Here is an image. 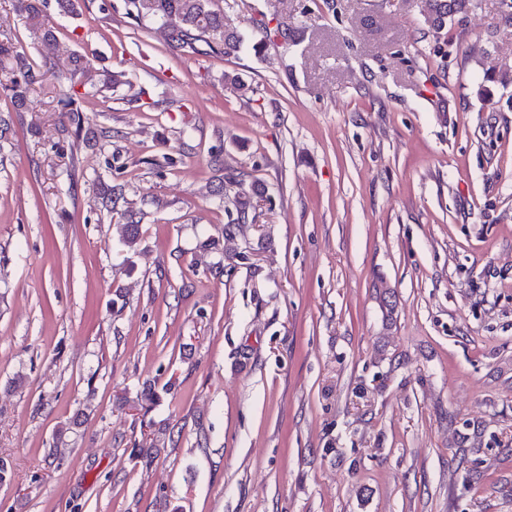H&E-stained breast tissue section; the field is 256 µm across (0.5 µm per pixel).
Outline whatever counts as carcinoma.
Masks as SVG:
<instances>
[{"mask_svg":"<svg viewBox=\"0 0 512 512\" xmlns=\"http://www.w3.org/2000/svg\"><path fill=\"white\" fill-rule=\"evenodd\" d=\"M476 0H414L424 24L433 32L436 43L435 55L446 58L444 46L448 45L445 29L448 22L465 15L475 8ZM47 0H13L16 14L31 21L28 37L35 43L49 48L55 41L54 31L37 21ZM126 17L137 26L148 29L157 25L164 30L168 47L184 55L224 57L238 51L241 36L224 28V11L216 0H125ZM6 62L8 76L0 80V93L10 99L13 110L24 112L29 107L31 86L37 82L38 71L19 39L5 34L0 39V63ZM74 68L68 75L70 92L58 100L63 116L61 132L69 135L79 132L84 123L82 101L93 98L124 83V74L106 66L96 68L90 61L78 55ZM128 203L126 185L116 184L103 191V206L107 213L116 210L119 203ZM250 201L238 195L224 206L229 223L245 224L248 221ZM136 212L128 208L123 216L126 223L120 225L119 240L131 248L138 238Z\"/></svg>","mask_w":512,"mask_h":512,"instance_id":"carcinoma-1","label":"carcinoma"}]
</instances>
